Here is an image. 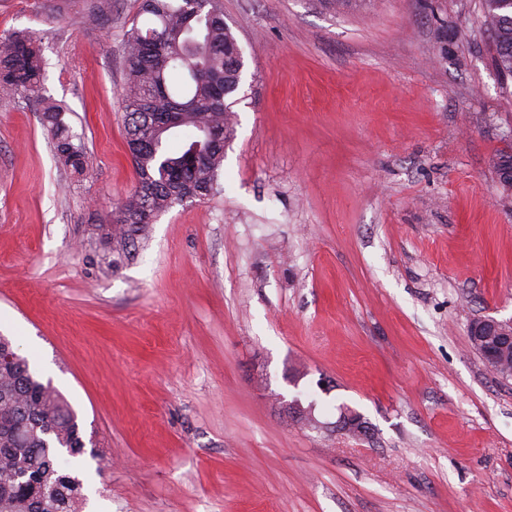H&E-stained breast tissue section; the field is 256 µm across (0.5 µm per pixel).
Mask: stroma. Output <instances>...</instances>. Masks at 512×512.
<instances>
[{
    "label": "stroma",
    "mask_w": 512,
    "mask_h": 512,
    "mask_svg": "<svg viewBox=\"0 0 512 512\" xmlns=\"http://www.w3.org/2000/svg\"><path fill=\"white\" fill-rule=\"evenodd\" d=\"M242 50L212 195L127 252L122 122L137 0H0L32 34L39 107L0 88V335L71 403L83 512H512V377L472 320H512V78L480 0H221ZM315 401L321 429L281 403ZM371 434L333 427L339 405Z\"/></svg>",
    "instance_id": "35a3bbf8"
}]
</instances>
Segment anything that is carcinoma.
Returning <instances> with one entry per match:
<instances>
[{
  "instance_id": "cac0c4a2",
  "label": "carcinoma",
  "mask_w": 512,
  "mask_h": 512,
  "mask_svg": "<svg viewBox=\"0 0 512 512\" xmlns=\"http://www.w3.org/2000/svg\"><path fill=\"white\" fill-rule=\"evenodd\" d=\"M139 14L143 22L132 24L123 41L120 95L135 185L121 203L129 223L112 226L122 248L173 204L214 193L235 132L231 97L244 66L219 0H141ZM481 27L493 31L495 69L512 77V0H482ZM44 72L33 36L0 40V86L22 89L40 106L56 155L81 172L84 151L63 109L45 99ZM170 113L179 125L153 128ZM84 448L71 404L17 356L0 372V512H81L83 483L60 465L57 450L75 458Z\"/></svg>"
}]
</instances>
